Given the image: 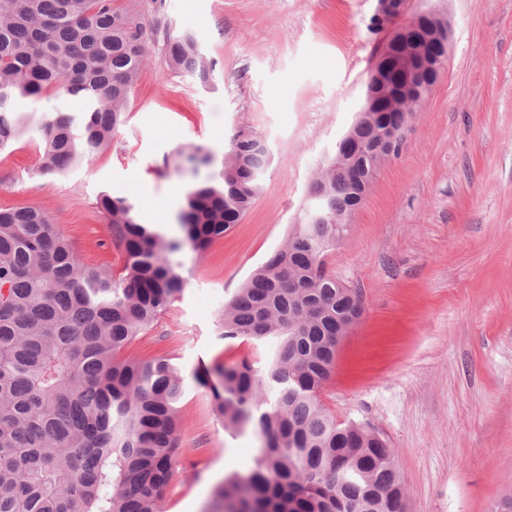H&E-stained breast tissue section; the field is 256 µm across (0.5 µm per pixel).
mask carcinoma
<instances>
[{
	"label": "carcinoma",
	"mask_w": 512,
	"mask_h": 512,
	"mask_svg": "<svg viewBox=\"0 0 512 512\" xmlns=\"http://www.w3.org/2000/svg\"><path fill=\"white\" fill-rule=\"evenodd\" d=\"M157 0L132 13L117 0H0V147L32 127L45 148L39 171L60 175L106 146L122 122L149 56ZM445 63L448 47L409 34ZM169 65L202 82L212 63L197 37H167ZM375 126L405 129L412 112L391 99L405 85L401 55L378 67ZM49 91L86 101L82 132L64 113L20 112ZM373 126V127H375ZM373 127L356 131L355 164H328L312 204L275 251L224 305L218 335L271 345L259 369L243 361L196 372L228 428L253 425L262 445L252 469L233 474L206 512H404L395 456L375 432L339 423L320 400L355 294L323 258L347 231L336 223L362 202L375 174ZM268 165L263 140L233 137L220 182L188 193L169 236L139 221L123 197L103 195L124 275L87 266L42 210L0 209V512H164L178 443L180 370L169 358L122 352L183 292L173 255L202 254L254 204Z\"/></svg>",
	"instance_id": "1"
}]
</instances>
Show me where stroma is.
Returning a JSON list of instances; mask_svg holds the SVG:
<instances>
[{
    "instance_id": "stroma-1",
    "label": "stroma",
    "mask_w": 512,
    "mask_h": 512,
    "mask_svg": "<svg viewBox=\"0 0 512 512\" xmlns=\"http://www.w3.org/2000/svg\"><path fill=\"white\" fill-rule=\"evenodd\" d=\"M164 3L111 145L58 177L39 173L37 134L0 150V208H40L86 265L117 276L124 255L102 195L128 198L142 223L173 233L187 193L219 173L231 138L264 140L270 163L253 207L203 257L177 254L184 292L125 350L181 371L182 453L163 507L202 512L226 477L248 472L261 441L225 428L194 373L263 364L261 345L218 336V314L309 204L387 35L368 29L375 0ZM423 13L447 20L448 60L325 258L363 313L320 399L394 450L405 512H497L512 495V0H408L406 18ZM185 30L215 64L209 85L167 63V36ZM187 144L210 163L188 168Z\"/></svg>"
}]
</instances>
